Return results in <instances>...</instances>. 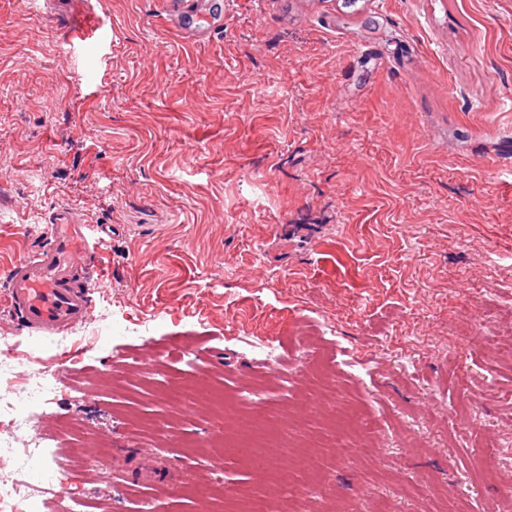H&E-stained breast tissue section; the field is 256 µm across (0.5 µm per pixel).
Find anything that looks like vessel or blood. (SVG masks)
Instances as JSON below:
<instances>
[{
	"instance_id": "vessel-or-blood-1",
	"label": "vessel or blood",
	"mask_w": 512,
	"mask_h": 512,
	"mask_svg": "<svg viewBox=\"0 0 512 512\" xmlns=\"http://www.w3.org/2000/svg\"><path fill=\"white\" fill-rule=\"evenodd\" d=\"M169 26L185 40L209 38L224 18V0H174ZM42 249L17 261L6 282L5 303L24 328L54 333L84 322L89 313L86 289L76 287L78 271L89 268L97 244L67 208L45 226Z\"/></svg>"
}]
</instances>
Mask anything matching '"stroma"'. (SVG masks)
<instances>
[{"instance_id":"stroma-1","label":"stroma","mask_w":512,"mask_h":512,"mask_svg":"<svg viewBox=\"0 0 512 512\" xmlns=\"http://www.w3.org/2000/svg\"><path fill=\"white\" fill-rule=\"evenodd\" d=\"M62 205L113 231L95 354L13 434L46 512L221 508L79 447L271 512H512V0H224L198 44L165 0H0V292ZM215 399L273 435L228 448Z\"/></svg>"}]
</instances>
